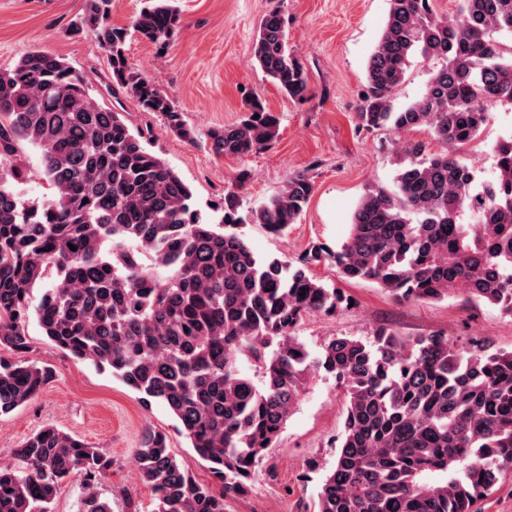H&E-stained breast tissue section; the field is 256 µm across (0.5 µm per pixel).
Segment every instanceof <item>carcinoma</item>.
Here are the masks:
<instances>
[{
  "label": "carcinoma",
  "instance_id": "cac0c4a2",
  "mask_svg": "<svg viewBox=\"0 0 512 512\" xmlns=\"http://www.w3.org/2000/svg\"><path fill=\"white\" fill-rule=\"evenodd\" d=\"M389 0L365 70L358 129L432 130L437 153L403 146L395 190L367 194L352 213L340 250L314 246L297 262L258 259L233 231L245 221L277 234L297 223L313 193L292 176L264 205L240 214L224 195V228L203 221L192 191L145 146L123 113L92 101L85 80L41 51L0 71V416L29 402L50 370L22 358L35 316L45 336L79 362L163 404L180 422L210 474L201 482L170 452L164 434L145 433L136 463L155 512H224L261 469L315 370L346 395L334 467L314 512H473L512 474V351L439 333L405 339L378 327L368 343L335 336L313 357L295 336L309 315L332 316L346 298L309 273L329 261L347 279L375 282L398 302L457 292L512 318V137L494 148L493 178L479 181L462 150L489 120L488 106H512V0ZM112 0H85L75 30L92 33L112 58V96L136 97L162 112L168 128L193 139L164 91L131 71L134 32L164 45L180 24L175 0H145L132 29L110 22ZM254 56L291 98L308 92L278 10L260 24ZM432 63L424 94L398 107L395 89L409 59ZM280 121L259 99L237 123L210 131L218 156L268 148ZM40 153L51 188L23 199L28 151ZM75 249H70V246ZM52 279L39 304L31 290ZM305 296H300V293ZM253 359L260 384L239 360ZM0 464V512H51L60 484L79 478L83 512H112L96 484L112 467L98 448L47 425ZM428 473L442 479L430 483Z\"/></svg>",
  "mask_w": 512,
  "mask_h": 512
}]
</instances>
